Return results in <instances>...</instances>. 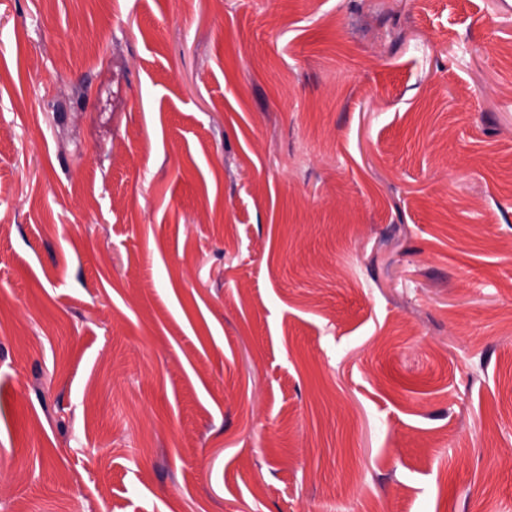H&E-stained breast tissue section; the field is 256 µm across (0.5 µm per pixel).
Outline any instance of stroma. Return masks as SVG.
<instances>
[{
  "label": "stroma",
  "instance_id": "stroma-1",
  "mask_svg": "<svg viewBox=\"0 0 512 512\" xmlns=\"http://www.w3.org/2000/svg\"><path fill=\"white\" fill-rule=\"evenodd\" d=\"M0 512H512V0H0Z\"/></svg>",
  "mask_w": 512,
  "mask_h": 512
}]
</instances>
